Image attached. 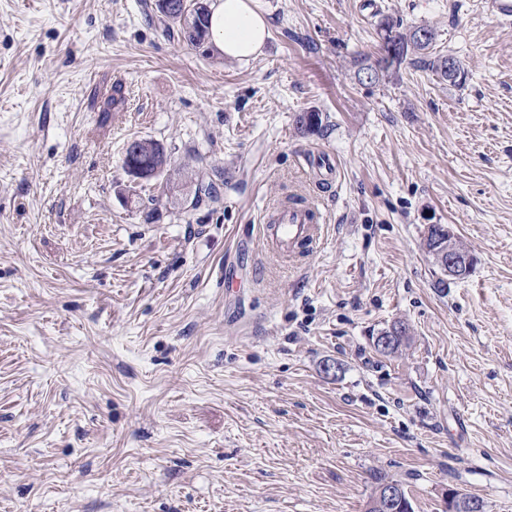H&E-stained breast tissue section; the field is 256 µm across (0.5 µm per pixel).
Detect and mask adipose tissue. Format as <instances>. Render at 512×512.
<instances>
[{
	"mask_svg": "<svg viewBox=\"0 0 512 512\" xmlns=\"http://www.w3.org/2000/svg\"><path fill=\"white\" fill-rule=\"evenodd\" d=\"M209 10L212 41L224 57L246 62L261 54L269 28L252 0H212Z\"/></svg>",
	"mask_w": 512,
	"mask_h": 512,
	"instance_id": "1",
	"label": "adipose tissue"
}]
</instances>
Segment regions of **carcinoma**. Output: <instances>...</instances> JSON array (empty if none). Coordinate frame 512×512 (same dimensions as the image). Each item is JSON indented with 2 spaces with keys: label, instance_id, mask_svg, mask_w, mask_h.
<instances>
[{
  "label": "carcinoma",
  "instance_id": "obj_1",
  "mask_svg": "<svg viewBox=\"0 0 512 512\" xmlns=\"http://www.w3.org/2000/svg\"><path fill=\"white\" fill-rule=\"evenodd\" d=\"M157 12L160 20L165 25V31H174L180 42L194 50H202V54L209 55L207 44L210 41L209 9L203 6L202 0H156ZM380 37L397 44L400 52L395 62L386 65L381 64L379 54H361L354 59L356 67L355 74L359 75L366 68L378 66L371 82L376 83L393 67L401 66L406 60L421 67L435 71L442 80L453 84L461 85L465 78H451L448 76V56L430 53V48L436 40V32L424 25L403 26L399 20L385 17L378 23ZM426 31L429 37L426 41L417 38V33ZM171 159L163 145L155 140H148L147 144L135 145L125 150L123 168L126 170L136 169L142 174L164 178L170 172Z\"/></svg>",
  "mask_w": 512,
  "mask_h": 512
}]
</instances>
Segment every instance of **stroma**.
I'll use <instances>...</instances> for the list:
<instances>
[{
    "mask_svg": "<svg viewBox=\"0 0 512 512\" xmlns=\"http://www.w3.org/2000/svg\"><path fill=\"white\" fill-rule=\"evenodd\" d=\"M487 2L253 0L270 38L244 64L155 0H0V512H366L378 473L415 512L451 489L512 512V24ZM385 17L432 27L465 83L359 82ZM135 138L179 175L133 183ZM312 183L324 245L277 260L262 215ZM424 248L442 272L452 279L464 278L471 271V256L449 226L427 225ZM406 333L407 328L404 324H394L387 332L375 337L373 342L374 347L381 353H391L396 349L399 341ZM407 339L408 336H405L403 342L400 344L403 345Z\"/></svg>",
    "mask_w": 512,
    "mask_h": 512,
    "instance_id": "1",
    "label": "stroma"
}]
</instances>
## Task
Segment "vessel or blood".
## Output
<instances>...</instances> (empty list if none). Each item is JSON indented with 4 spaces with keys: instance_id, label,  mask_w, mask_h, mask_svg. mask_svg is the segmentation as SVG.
<instances>
[{
    "instance_id": "obj_1",
    "label": "vessel or blood",
    "mask_w": 512,
    "mask_h": 512,
    "mask_svg": "<svg viewBox=\"0 0 512 512\" xmlns=\"http://www.w3.org/2000/svg\"><path fill=\"white\" fill-rule=\"evenodd\" d=\"M325 218L316 199L281 205L261 227V242L279 258H292L297 250L316 254L324 242Z\"/></svg>"
}]
</instances>
